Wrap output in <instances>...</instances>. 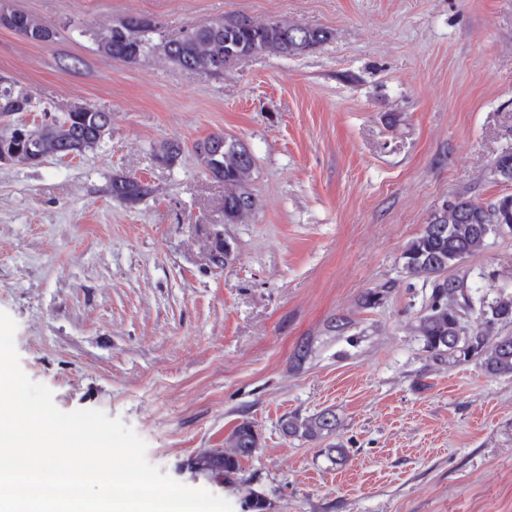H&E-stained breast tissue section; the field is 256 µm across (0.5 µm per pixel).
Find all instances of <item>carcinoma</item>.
<instances>
[{"label":"carcinoma","mask_w":512,"mask_h":512,"mask_svg":"<svg viewBox=\"0 0 512 512\" xmlns=\"http://www.w3.org/2000/svg\"><path fill=\"white\" fill-rule=\"evenodd\" d=\"M22 23L6 24L34 42H49L55 35L53 25L27 14ZM155 26L145 17L131 16L91 37L103 54L130 63L158 53L169 62L188 71H203L215 76L224 71L213 69L220 60L230 66L242 59L264 54L294 56L313 50L331 39L322 27L301 28L284 21L256 23L244 18V25L229 29L224 20L198 26L190 39L175 38L156 42ZM37 107L31 90L11 82L0 84V117ZM112 121L108 112L89 106L83 111L64 112L44 123L38 130L31 150L32 164L71 153L82 156L103 141L101 129ZM203 168L224 183V223L236 224L257 207L253 192L255 159L246 157V144L222 132L209 135L194 145ZM149 194V188L134 178L112 181V195L124 203H136ZM507 224L512 227V195L484 206L458 196L453 206L443 204L431 213L421 231L402 253V269L409 279H418L431 292L424 311L417 317L415 330L423 349L440 363L474 360L490 376H512V333H500L496 327L512 323V304L498 299L474 298L472 286L463 277L451 275L464 259L480 252L489 235L486 226ZM478 314L480 323L472 325L469 317ZM336 429V417L322 411L307 418L287 417L282 430L289 437L316 440ZM260 447V436L247 419L237 424L224 440V448L210 449L197 455L192 467L213 479L231 483L242 471V459Z\"/></svg>","instance_id":"cac0c4a2"}]
</instances>
